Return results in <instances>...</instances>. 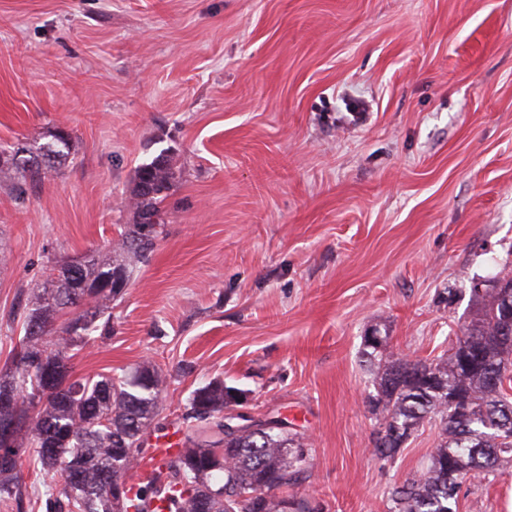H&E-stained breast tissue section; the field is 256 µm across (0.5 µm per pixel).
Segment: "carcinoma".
Wrapping results in <instances>:
<instances>
[{
  "label": "carcinoma",
  "mask_w": 512,
  "mask_h": 512,
  "mask_svg": "<svg viewBox=\"0 0 512 512\" xmlns=\"http://www.w3.org/2000/svg\"><path fill=\"white\" fill-rule=\"evenodd\" d=\"M44 149L63 165L72 144L48 131L23 150ZM21 150H0V182L24 191L45 170L28 166ZM177 178V162L163 148L135 170L130 208L135 223L112 244V256L90 251L59 271L52 288H31L24 329L11 366L0 373V502L22 501L21 459L29 457L49 477L46 512H309L307 498L288 489L306 478L305 437L296 431L257 426L223 435L224 412L234 409L237 388L213 380L195 389L184 406L183 448L167 470L131 486L126 476L142 453L154 424L167 377L150 365L130 379L110 375L77 378L71 360L95 332L112 334L104 314L122 290L104 288L129 280L131 270L154 247L165 224L162 204ZM150 185L151 190L144 189ZM157 219L144 232L145 216ZM478 308L453 352L430 362L395 359L378 329L364 337L375 393L370 411L379 421L373 453L388 460L426 423L440 427V441L425 471L389 492L390 512H459L460 480H490L512 466V336L503 333L500 292L473 290Z\"/></svg>",
  "instance_id": "cac0c4a2"
}]
</instances>
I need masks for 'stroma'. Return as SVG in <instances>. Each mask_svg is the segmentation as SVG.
Returning <instances> with one entry per match:
<instances>
[{
  "label": "stroma",
  "mask_w": 512,
  "mask_h": 512,
  "mask_svg": "<svg viewBox=\"0 0 512 512\" xmlns=\"http://www.w3.org/2000/svg\"><path fill=\"white\" fill-rule=\"evenodd\" d=\"M66 127L72 158L0 184V370L27 289L108 255L137 166L180 175L153 252L79 377L168 376L145 448L220 379L307 439L318 512H388L438 443L391 460L360 360L379 328L431 360L512 271V0H0V145ZM459 512H512V468L464 480Z\"/></svg>",
  "instance_id": "obj_1"
}]
</instances>
